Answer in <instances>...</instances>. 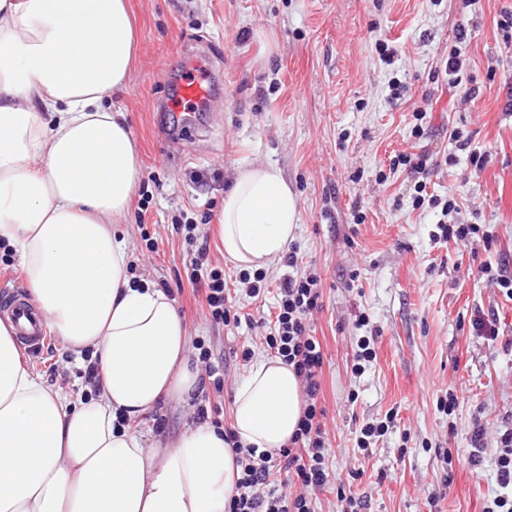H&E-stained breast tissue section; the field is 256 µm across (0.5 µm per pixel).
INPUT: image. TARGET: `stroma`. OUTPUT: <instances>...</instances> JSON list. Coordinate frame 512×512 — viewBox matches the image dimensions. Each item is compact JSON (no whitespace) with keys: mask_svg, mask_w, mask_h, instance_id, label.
Wrapping results in <instances>:
<instances>
[{"mask_svg":"<svg viewBox=\"0 0 512 512\" xmlns=\"http://www.w3.org/2000/svg\"><path fill=\"white\" fill-rule=\"evenodd\" d=\"M138 49L125 84L104 99L122 113L140 169L120 231L135 277L167 285L190 337L210 338L224 362V389L205 395L223 424L232 422L234 385L249 368L242 346L267 356L264 336L280 281L313 272L323 307L310 319L323 346L321 402L328 467L366 512H485L499 494L494 442L512 426V301L478 271L481 262L512 275V49L497 22L512 0H129ZM471 35L461 59L476 101L437 81L435 72L458 22ZM398 50L409 92L390 96L389 72L376 40ZM201 63L213 78L192 132L171 107L180 84ZM424 133L413 137L414 107ZM469 135L486 154L483 168L449 138ZM398 152L427 157L430 194L456 197L460 218L485 226L488 242L438 238L441 210L412 206L415 177L391 169ZM278 168L300 202L292 246L301 261L267 272L263 298L248 297L241 272L227 265L208 218L241 164ZM364 223H354V211ZM188 213L210 237L208 258L223 267L238 328L206 321L187 278V245L172 227ZM156 244L148 250L141 228ZM368 326L357 324L359 315ZM495 315L497 340L473 327ZM377 335V358L351 371L356 337ZM46 385L78 392L77 362L53 342L29 362ZM454 393V415L438 403ZM394 414L368 451L355 446L360 427ZM195 406L167 402L137 424L147 442L193 423ZM487 446L476 453L474 422Z\"/></svg>","mask_w":512,"mask_h":512,"instance_id":"stroma-1","label":"stroma"}]
</instances>
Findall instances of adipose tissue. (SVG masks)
Masks as SVG:
<instances>
[{
	"instance_id": "adipose-tissue-1",
	"label": "adipose tissue",
	"mask_w": 512,
	"mask_h": 512,
	"mask_svg": "<svg viewBox=\"0 0 512 512\" xmlns=\"http://www.w3.org/2000/svg\"><path fill=\"white\" fill-rule=\"evenodd\" d=\"M136 44L128 0H0V245L64 349L97 359L102 379L74 396L46 386L0 322V512H229L234 446L277 456L302 414L292 367L260 358L234 390L237 445L205 421L151 446L134 429L199 387L184 317L133 279L116 232L139 161L103 99L125 83ZM298 220L279 169L238 167L218 219L225 259L275 269Z\"/></svg>"
}]
</instances>
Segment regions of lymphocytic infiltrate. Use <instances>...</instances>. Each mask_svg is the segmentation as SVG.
Returning <instances> with one entry per match:
<instances>
[{
    "instance_id": "obj_1",
    "label": "lymphocytic infiltrate",
    "mask_w": 512,
    "mask_h": 512,
    "mask_svg": "<svg viewBox=\"0 0 512 512\" xmlns=\"http://www.w3.org/2000/svg\"><path fill=\"white\" fill-rule=\"evenodd\" d=\"M193 223L179 225L184 240L193 247L185 265L194 290L202 296V309L215 325L238 326L241 318L226 290L224 270L207 264L209 245L198 242ZM320 279L312 274L283 280L275 305L273 327L265 343L275 357L292 366L300 378L304 407L295 434L278 456L256 453L252 448H236L241 476L237 481L229 512H315L313 492L330 482L327 446L322 420L326 414L319 400L324 353L320 341L311 334L309 320L322 306ZM502 449L496 457L497 479L501 492L486 512H512V428L497 439ZM284 474L286 482H300L301 492H284L275 481Z\"/></svg>"
}]
</instances>
